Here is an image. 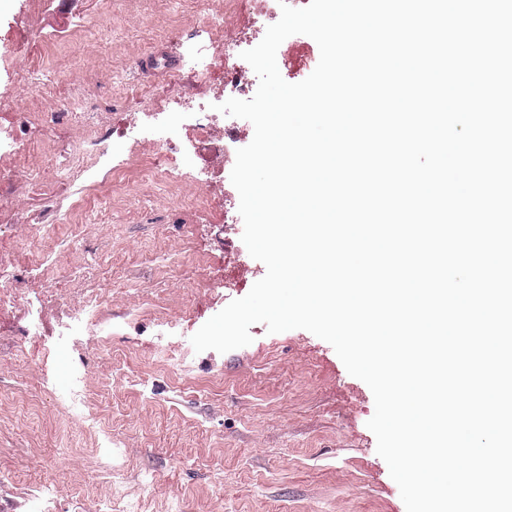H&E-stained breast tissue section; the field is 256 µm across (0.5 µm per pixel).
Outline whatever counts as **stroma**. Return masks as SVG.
I'll return each mask as SVG.
<instances>
[{"label":"stroma","mask_w":512,"mask_h":512,"mask_svg":"<svg viewBox=\"0 0 512 512\" xmlns=\"http://www.w3.org/2000/svg\"><path fill=\"white\" fill-rule=\"evenodd\" d=\"M25 3L0 10V126L27 150L0 200V512H406L367 426L373 394L329 343L256 324L248 346L195 352L191 336L266 273L243 224L214 227L204 194L227 183L193 155L180 166L198 180L152 178L148 143L110 204L77 210L83 126L20 122L57 111L40 85L61 74L70 111L112 132L139 122L145 99L195 88L140 61L182 55L219 15L225 37L251 39L246 0H43L32 21ZM16 62L32 76L14 86ZM91 313L94 332L75 329Z\"/></svg>","instance_id":"1"}]
</instances>
